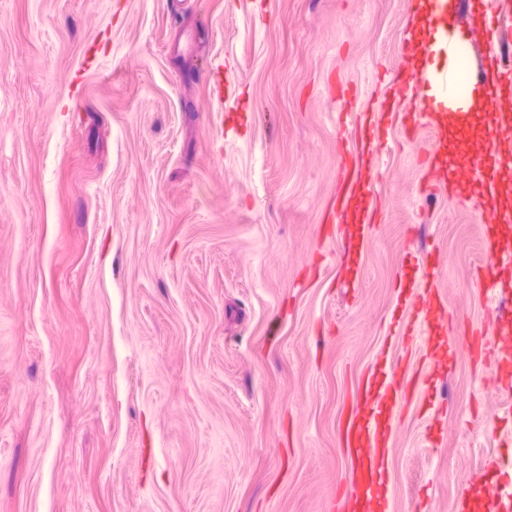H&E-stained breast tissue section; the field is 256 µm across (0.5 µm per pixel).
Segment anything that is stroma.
Returning a JSON list of instances; mask_svg holds the SVG:
<instances>
[{
    "label": "stroma",
    "instance_id": "obj_1",
    "mask_svg": "<svg viewBox=\"0 0 512 512\" xmlns=\"http://www.w3.org/2000/svg\"><path fill=\"white\" fill-rule=\"evenodd\" d=\"M417 5L0 0V512H348L367 374L402 392L386 512L512 474V393L401 334L426 287L463 340L512 309L469 288L472 200L425 189L434 133L388 100ZM367 117L362 235L321 217Z\"/></svg>",
    "mask_w": 512,
    "mask_h": 512
}]
</instances>
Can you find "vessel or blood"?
I'll use <instances>...</instances> for the list:
<instances>
[{
  "label": "vessel or blood",
  "mask_w": 512,
  "mask_h": 512,
  "mask_svg": "<svg viewBox=\"0 0 512 512\" xmlns=\"http://www.w3.org/2000/svg\"><path fill=\"white\" fill-rule=\"evenodd\" d=\"M505 16L492 10L483 13L481 38L488 48L482 59L477 79L486 91L485 107L495 115L488 128L483 150L461 160L455 168L445 164L444 145H436L426 156L424 168L435 183L447 185L449 193L461 195L478 191L475 202L478 222L484 232V261L470 282L472 291L481 297L496 292L499 282L512 279V248L501 242L499 230L512 223V210L494 206L497 175L512 165V69L505 66L500 41L504 35ZM403 57L419 56L421 66L405 74L390 87V97L399 101L412 98L419 111L435 116L442 107L432 92L425 68L430 58L420 55L418 46L407 44ZM325 223L356 224L361 232H369L377 221V209L371 201L359 160L343 156L336 170V192L324 215ZM416 307L422 316L426 331L436 335L442 348L443 361L454 362L457 339L448 331L452 308L447 301L429 288L418 296ZM469 348L473 353L494 359V380L502 388H512V335L495 331L487 336L472 332ZM389 398V391L377 377L367 376L362 384L355 408L342 424V443L354 464L351 506L356 512H383L388 479L389 420L381 413ZM504 476L483 483L482 512H512V497L506 496Z\"/></svg>",
  "instance_id": "vessel-or-blood-1"
}]
</instances>
